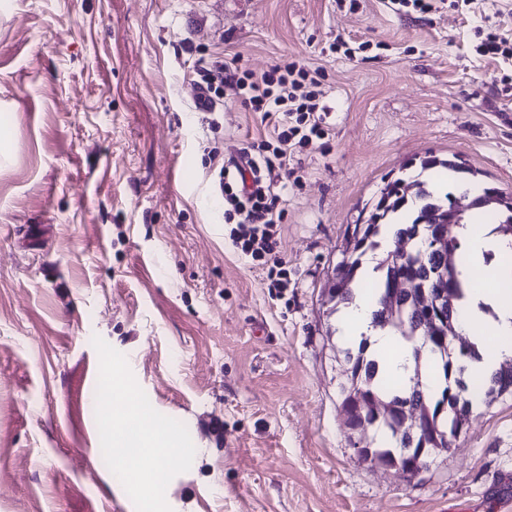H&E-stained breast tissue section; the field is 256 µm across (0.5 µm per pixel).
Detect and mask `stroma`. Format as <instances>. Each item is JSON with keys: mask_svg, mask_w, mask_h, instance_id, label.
Returning a JSON list of instances; mask_svg holds the SVG:
<instances>
[{"mask_svg": "<svg viewBox=\"0 0 512 512\" xmlns=\"http://www.w3.org/2000/svg\"><path fill=\"white\" fill-rule=\"evenodd\" d=\"M0 0V512H498L512 396L408 479L363 461L341 413L325 288L346 229L428 156L512 196V0ZM325 71L327 153L300 156L278 250L233 248L219 173L268 133L233 96L196 109L191 66ZM121 373L190 454L159 486L97 461ZM480 55L490 58L501 56L509 59L512 56L511 40L498 34H490L486 40L480 45Z\"/></svg>", "mask_w": 512, "mask_h": 512, "instance_id": "1", "label": "stroma"}]
</instances>
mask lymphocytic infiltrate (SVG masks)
Here are the masks:
<instances>
[{
  "label": "lymphocytic infiltrate",
  "instance_id": "1",
  "mask_svg": "<svg viewBox=\"0 0 512 512\" xmlns=\"http://www.w3.org/2000/svg\"><path fill=\"white\" fill-rule=\"evenodd\" d=\"M193 72L208 93L224 91L241 98L270 126L268 139L239 149L238 159L225 167L219 188L233 247L266 266L271 287H287L276 237L288 214V189L302 184L297 156L328 149L330 129L321 103L325 72L291 60L257 78L234 63L211 58L197 59Z\"/></svg>",
  "mask_w": 512,
  "mask_h": 512
}]
</instances>
